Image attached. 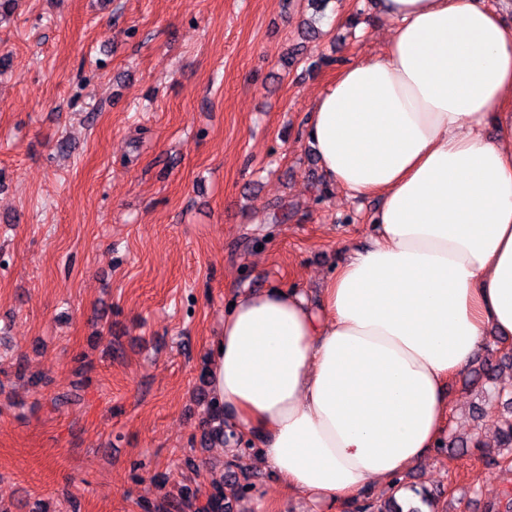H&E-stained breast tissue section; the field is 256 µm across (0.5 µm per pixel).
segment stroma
Here are the masks:
<instances>
[{
	"mask_svg": "<svg viewBox=\"0 0 512 512\" xmlns=\"http://www.w3.org/2000/svg\"><path fill=\"white\" fill-rule=\"evenodd\" d=\"M21 0L0 21V512H144L224 474L199 374L245 289L317 288L381 200L329 187L306 127L341 66L382 51L374 0ZM297 51L287 67L282 57ZM24 357L35 386L17 377ZM448 388L406 485L448 512L512 495L499 400ZM235 512L287 500L262 461ZM196 457L198 470L185 461Z\"/></svg>",
	"mask_w": 512,
	"mask_h": 512,
	"instance_id": "stroma-1",
	"label": "stroma"
}]
</instances>
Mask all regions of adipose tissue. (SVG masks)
Listing matches in <instances>:
<instances>
[{
    "instance_id": "adipose-tissue-1",
    "label": "adipose tissue",
    "mask_w": 512,
    "mask_h": 512,
    "mask_svg": "<svg viewBox=\"0 0 512 512\" xmlns=\"http://www.w3.org/2000/svg\"><path fill=\"white\" fill-rule=\"evenodd\" d=\"M377 10L386 49L339 70L307 129L331 184L381 196L377 234L317 299L239 294L210 357L215 400L322 512L425 460L448 379L512 335V24L486 0Z\"/></svg>"
}]
</instances>
